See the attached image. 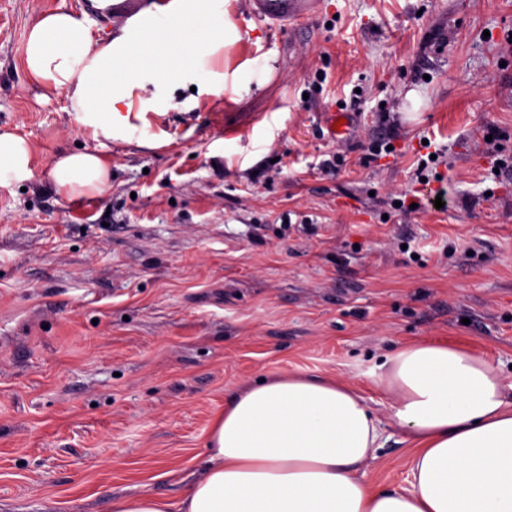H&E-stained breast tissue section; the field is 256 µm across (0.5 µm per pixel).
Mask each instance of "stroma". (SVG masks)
Returning a JSON list of instances; mask_svg holds the SVG:
<instances>
[{"label": "stroma", "instance_id": "1", "mask_svg": "<svg viewBox=\"0 0 512 512\" xmlns=\"http://www.w3.org/2000/svg\"><path fill=\"white\" fill-rule=\"evenodd\" d=\"M320 2L276 26L231 0L242 39L217 57L270 61V82L175 86L197 106L145 113L166 145L113 143L103 195L0 189V512L178 500L225 398L296 372L364 393L384 437L365 480L404 486L386 356L441 341L512 379V0ZM61 5L111 33L90 0H0V132L40 169L90 144L22 61ZM440 175L447 212L406 213Z\"/></svg>", "mask_w": 512, "mask_h": 512}]
</instances>
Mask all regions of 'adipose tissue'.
<instances>
[{"label":"adipose tissue","mask_w":512,"mask_h":512,"mask_svg":"<svg viewBox=\"0 0 512 512\" xmlns=\"http://www.w3.org/2000/svg\"><path fill=\"white\" fill-rule=\"evenodd\" d=\"M240 38L226 0H168L147 9L140 26L104 39L66 8L41 15L26 34L25 69L44 92L65 94L97 147L56 155L40 171L25 138L0 132V188L40 175L70 200L103 194L112 168L102 150L116 141L154 145L137 123L144 108L172 110L161 90L215 76L185 60ZM384 366L392 418L416 446L410 487L362 480L382 434L359 391L286 374L225 402L179 501L141 491L113 501V512H512V381L432 341L408 345Z\"/></svg>","instance_id":"adipose-tissue-1"}]
</instances>
